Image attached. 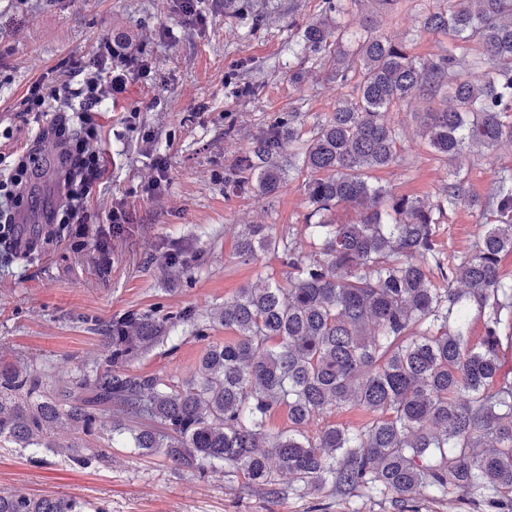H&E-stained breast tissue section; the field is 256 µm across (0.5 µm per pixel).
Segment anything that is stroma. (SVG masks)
I'll return each instance as SVG.
<instances>
[{
	"label": "stroma",
	"mask_w": 512,
	"mask_h": 512,
	"mask_svg": "<svg viewBox=\"0 0 512 512\" xmlns=\"http://www.w3.org/2000/svg\"><path fill=\"white\" fill-rule=\"evenodd\" d=\"M336 0H203L206 25L182 24L170 0H0V118L11 138L0 152L21 149L33 125L18 116L27 84L71 58L91 53L112 29L129 30L151 55L153 81L132 80L112 111L99 121L112 146L104 156L105 182L89 211L83 235L64 234L37 250L35 260L15 259L0 266V363L29 365L44 382L71 379L106 356L103 338L113 319L130 311L160 318L183 309L207 316L219 311L239 288L272 280L288 282L281 256L261 253L244 259L237 236L247 224L270 225L273 233L299 231L310 211L305 183L296 168L279 191L228 193L224 179L236 175L238 160L253 137L288 115H303L302 133L334 112L352 84L330 80L328 51L301 47L306 22L334 16ZM445 0H398L379 15L377 31L403 42L411 56L427 60L455 49L465 59L479 56L476 42L449 44L442 34L423 31L426 14ZM175 40L161 41L163 27ZM139 108L136 128L122 114ZM422 98L391 108L386 121L399 129L398 159L375 171L376 183L394 195L436 201L448 171L418 134ZM152 133L145 143L143 133ZM164 156L169 182L161 196L144 186L152 160ZM512 168V143L494 149L471 147L463 168L473 192L489 191L502 169ZM123 203L130 221L113 234L107 254L94 248L113 203ZM496 212L464 206L447 209L436 226L443 263L454 262L472 246ZM186 253L184 273L163 275L165 253ZM204 342L189 327L172 330L167 342L131 363L135 372L184 382L195 370ZM120 413L98 418L93 433L53 424L57 443L105 450L89 467L42 450L41 464L28 452L0 443V490L28 495H65L103 505L107 512H393L381 498H341L330 492H289L291 476L280 475L285 493L277 498L246 489L240 480L175 467L161 455L143 456L132 448L109 447Z\"/></svg>",
	"instance_id": "stroma-1"
}]
</instances>
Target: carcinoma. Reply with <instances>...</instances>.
Here are the masks:
<instances>
[{
  "label": "carcinoma",
  "instance_id": "carcinoma-1",
  "mask_svg": "<svg viewBox=\"0 0 512 512\" xmlns=\"http://www.w3.org/2000/svg\"><path fill=\"white\" fill-rule=\"evenodd\" d=\"M355 2L371 6L362 31L325 16L302 35L312 52L336 44L332 76L342 84L359 75L354 93L305 139L299 113H288V126L253 138L239 159L244 177L224 182L232 193L272 195L287 169L309 173L302 232L314 253L302 254L291 228L276 235L267 224H246L237 240L242 257L284 258L288 287L240 288L217 319L234 333L224 342L210 340V326L193 310L168 316V324L131 311L110 325L104 364L50 390L25 364L1 366V441L29 451L33 462L46 448L88 466L103 453L53 444L45 427L76 423L89 432L99 414L116 410L128 424L112 429V443L161 453L202 475L239 478L268 496L284 494L276 475L285 473L296 493L382 496L396 512L429 497L450 509L468 500L487 512H512V369L501 356L512 345V280L499 268L501 254L512 252V172L498 173L484 197L461 175L469 145L512 141V0H448L446 10L425 16V31L481 44L471 61L451 46L415 59L376 34V16L396 0ZM475 67L483 69L479 83L468 78ZM417 96L439 103L422 113L419 133L451 166L435 204L372 182L373 170L398 158L400 133L384 113ZM458 204L494 210L499 219L445 267L435 215ZM340 205L359 220L334 223L330 214ZM433 265L448 287H433ZM473 309L484 321L477 343L467 334ZM176 324L207 342L193 378L174 384L131 372L130 362L168 340ZM282 406L288 429L272 433L267 419ZM345 408L370 419L306 431L315 417ZM0 512L105 509L0 491Z\"/></svg>",
  "mask_w": 512,
  "mask_h": 512
}]
</instances>
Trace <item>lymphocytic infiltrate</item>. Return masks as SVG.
I'll return each instance as SVG.
<instances>
[{"instance_id":"f902f5d3","label":"lymphocytic infiltrate","mask_w":512,"mask_h":512,"mask_svg":"<svg viewBox=\"0 0 512 512\" xmlns=\"http://www.w3.org/2000/svg\"><path fill=\"white\" fill-rule=\"evenodd\" d=\"M153 62L124 31L110 32L95 51L73 60L63 73L47 71L29 82L20 99L22 112L37 119L33 141L21 151L0 155V246L25 255L36 247L24 238L19 218L30 197L31 180L40 168V145L60 147L55 181L59 198L45 215L66 228L85 223L87 206L106 169L102 131L95 116L111 111L132 79H150Z\"/></svg>"}]
</instances>
